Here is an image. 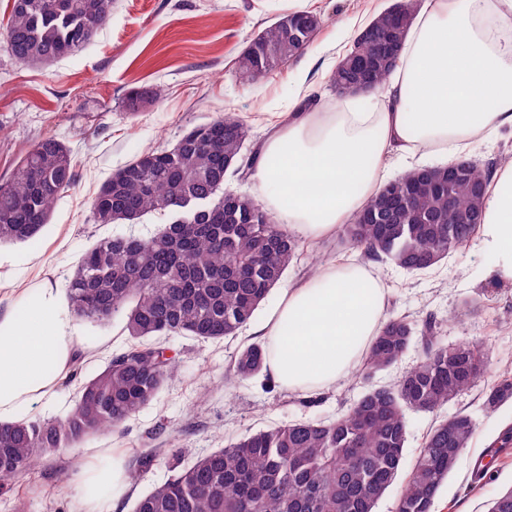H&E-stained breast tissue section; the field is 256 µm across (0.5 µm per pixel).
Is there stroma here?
<instances>
[{
	"instance_id": "obj_1",
	"label": "stroma",
	"mask_w": 512,
	"mask_h": 512,
	"mask_svg": "<svg viewBox=\"0 0 512 512\" xmlns=\"http://www.w3.org/2000/svg\"><path fill=\"white\" fill-rule=\"evenodd\" d=\"M392 0H114L110 21L88 45L49 67L22 64L0 50V182L10 179L19 161L41 137L53 135L74 157L73 185L54 206L36 240L0 246V286L65 288L79 257L116 233L143 237L161 227L157 216L142 223L96 224L90 201L113 172L148 148L172 147L190 128L220 112L236 114L250 128L251 143H263L288 118L298 72H305L312 97L336 105L329 76L337 58L356 34ZM307 10L322 23L296 59L255 82L236 72L248 42L286 13ZM159 85L163 97L130 114L123 94L133 83ZM299 257L283 282L311 276L317 264L334 258L362 259L360 250L341 244L338 235L316 241L299 239ZM387 289L385 316L433 319L445 344L480 343L488 356L484 382L512 368V281L493 272L494 259L475 245L449 256L425 272L410 274L375 263ZM479 308L462 315L465 303ZM123 316L106 325L77 321L81 360L50 402L37 404L29 421L65 417L86 381L101 372L129 336ZM258 332L240 328L235 337L200 342L169 337L176 357L169 385L117 430L102 433L86 446L62 449L43 458L32 474L21 476L10 492L0 493V512H82L80 485L90 450L122 453L125 465L140 470L136 485L112 505L132 512L135 500L166 480L174 462L224 446L239 435L279 422L331 421L343 414L363 390L348 378L317 391L292 393L260 373L225 389L224 378L236 353L260 342ZM482 390L473 388L437 413L409 416L407 456L415 458L426 433L456 412L471 414L478 427L449 475L435 512H487L492 498L512 488V448L501 451L483 479L473 462L490 442L512 425V403L493 414L482 410ZM154 454L148 468L140 459Z\"/></svg>"
}]
</instances>
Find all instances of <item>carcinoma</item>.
<instances>
[{"label": "carcinoma", "mask_w": 512, "mask_h": 512, "mask_svg": "<svg viewBox=\"0 0 512 512\" xmlns=\"http://www.w3.org/2000/svg\"><path fill=\"white\" fill-rule=\"evenodd\" d=\"M418 0H404L391 37L402 42ZM114 0H13L0 41L11 57L28 65L59 60L85 46L112 16ZM296 26L272 24L250 40L238 59L245 80L258 79L310 44L321 20L294 11ZM394 65L374 63L370 91L385 82ZM357 76L339 64L330 81L341 95ZM154 86H132L123 103L139 112L160 98ZM249 137L238 116L224 112L186 131L170 149H146L118 169L90 202L96 224H123L149 214L170 216L199 193L213 195L210 208L193 224L165 223L154 236L115 234L85 250L67 281L73 315L98 325L123 315L132 339L83 388L62 420L0 424V490L32 472L37 461L61 448L119 428L149 405L173 374L174 357L159 339L183 335L209 341L232 336L249 323L299 245L274 222L261 202L224 196V161L237 160ZM458 179L448 171L405 172L396 178L407 203L397 212L383 193L372 197L342 240L373 260L423 272L460 251L477 225L448 223V199L457 213L482 218L489 169L461 159ZM74 181L70 149L54 136L38 140L13 177L0 183V244L34 239L52 208ZM422 360L399 380L373 383L379 371L403 359L411 346ZM266 348L251 344L234 359L231 379L244 380L265 366ZM486 354L468 344L439 341L430 320L387 317L371 338L355 377L364 390L333 421L295 420L244 434L194 458L163 483L136 499L133 512H374L406 460L410 412L434 413L484 375ZM512 402V372L483 388V411L493 414ZM477 421L457 414L426 435L394 512H433L435 499L468 447ZM488 512H512V489L499 493Z\"/></svg>", "instance_id": "1"}]
</instances>
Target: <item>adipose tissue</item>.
Segmentation results:
<instances>
[{"label": "adipose tissue", "mask_w": 512, "mask_h": 512, "mask_svg": "<svg viewBox=\"0 0 512 512\" xmlns=\"http://www.w3.org/2000/svg\"><path fill=\"white\" fill-rule=\"evenodd\" d=\"M295 112L260 146L250 177L288 230L309 239L348 223L387 183L391 154L409 171L428 157L455 163L472 145L512 131V0H424L376 109L361 101ZM477 247L512 281V162L486 189ZM386 287L374 269L332 260L282 289L259 330L266 369L288 391L322 390L351 375L383 320ZM77 342L60 289L40 288L0 309V423L22 421L70 374ZM129 486L116 456H91L87 512Z\"/></svg>", "instance_id": "adipose-tissue-1"}]
</instances>
